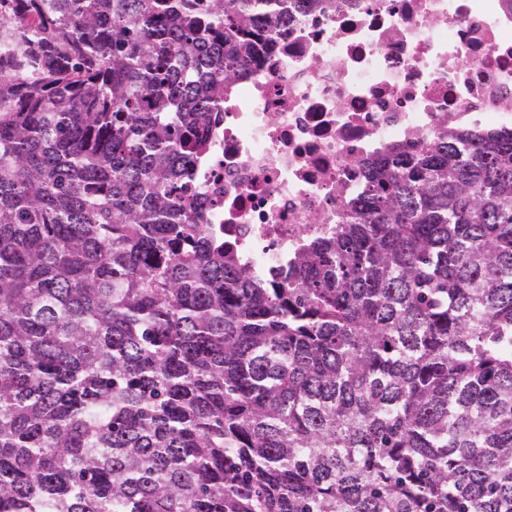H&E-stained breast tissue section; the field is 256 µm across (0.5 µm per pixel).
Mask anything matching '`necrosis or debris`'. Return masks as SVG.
Segmentation results:
<instances>
[{
    "label": "necrosis or debris",
    "mask_w": 512,
    "mask_h": 512,
    "mask_svg": "<svg viewBox=\"0 0 512 512\" xmlns=\"http://www.w3.org/2000/svg\"><path fill=\"white\" fill-rule=\"evenodd\" d=\"M196 169L202 213L257 277L331 235L363 160L444 129L512 132V0H285Z\"/></svg>",
    "instance_id": "4bbe7bcc"
}]
</instances>
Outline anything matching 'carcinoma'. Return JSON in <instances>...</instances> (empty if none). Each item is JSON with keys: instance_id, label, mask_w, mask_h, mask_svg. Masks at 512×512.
<instances>
[{"instance_id": "cac0c4a2", "label": "carcinoma", "mask_w": 512, "mask_h": 512, "mask_svg": "<svg viewBox=\"0 0 512 512\" xmlns=\"http://www.w3.org/2000/svg\"><path fill=\"white\" fill-rule=\"evenodd\" d=\"M273 0H0V512H512V132L276 285L193 187Z\"/></svg>"}]
</instances>
